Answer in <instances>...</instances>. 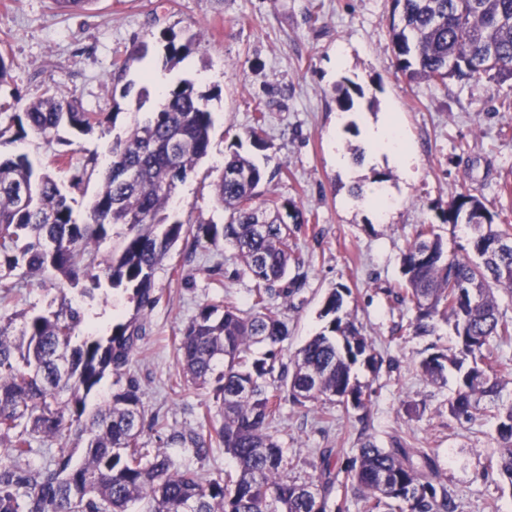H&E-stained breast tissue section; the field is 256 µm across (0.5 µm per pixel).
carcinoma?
<instances>
[{
    "mask_svg": "<svg viewBox=\"0 0 512 512\" xmlns=\"http://www.w3.org/2000/svg\"><path fill=\"white\" fill-rule=\"evenodd\" d=\"M388 30L396 70L411 82H512V0H389ZM201 38L197 32L178 46L175 36H165L169 57L187 55ZM356 95L363 91L355 84L341 88L339 110L352 111ZM118 110L87 112L75 96L48 89L0 127V140L14 143L32 133L50 144L61 127L90 133L117 119ZM265 123L260 111L246 131L260 150L268 148ZM212 128L208 98L192 82L166 92L116 138L83 223L74 217L66 186L89 179L95 158L75 163L57 155L70 172L67 185L25 153L0 158V297L20 280L50 271L72 285L89 281L84 295L105 282L127 293L142 313L157 303L155 269L179 240L190 235L196 246L233 244L243 273L255 281L252 311L228 299L206 304L177 345L184 381L212 388L221 421L212 420L207 406V434L173 433L170 441L191 444L199 458L215 444L224 447L235 460V477L204 483L196 469L147 447L140 385L126 375L142 324L133 317L114 323L105 336L77 342L84 312L64 297L58 310L24 316L19 324L0 315V448L13 460L0 462V512H345L343 502L329 504L337 480L333 451L320 454L317 477L290 478L275 426L287 396L297 404L350 405L365 421L372 391L353 380L352 367L362 360L375 372L382 360L344 311L349 289L340 285L325 298L323 330L290 364L277 362L278 346L288 337V298L305 284L307 260L289 241L309 223L293 199L271 197L281 168L269 172L235 151L224 158L213 188L215 202L228 212L225 224L169 220L165 211L178 185L209 154ZM440 218L466 225L475 258L448 253L434 225H417L393 300L412 305L415 336L433 334L440 322L452 325L457 345L423 359L420 371L431 382L443 380L448 366L457 371L448 413L468 422L505 387L497 345L512 341V318L500 311L497 293H512V233L498 228L494 214L470 193L453 197ZM115 224L126 227L121 246L103 254L101 243ZM259 344L268 347L261 358L254 351ZM107 375L118 388L86 414L88 395ZM496 418L499 475L512 485V404L497 408ZM35 436L72 448L32 473L20 462ZM344 473V484L361 494L364 512H454L446 486L436 481L434 457L403 437L389 448L365 437Z\"/></svg>",
    "mask_w": 512,
    "mask_h": 512,
    "instance_id": "1",
    "label": "carcinoma"
}]
</instances>
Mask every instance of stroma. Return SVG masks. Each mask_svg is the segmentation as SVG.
<instances>
[{"mask_svg":"<svg viewBox=\"0 0 512 512\" xmlns=\"http://www.w3.org/2000/svg\"><path fill=\"white\" fill-rule=\"evenodd\" d=\"M388 7L387 0H89L83 9L69 11L54 0H0V55L12 62L0 84V124L9 123L17 100L34 99L47 89L75 95L89 112L121 106L106 130L78 137L64 129L58 143L31 137L0 144V154L23 150L34 163H44L60 151L61 141L71 140L77 160L106 161L113 140L131 124L137 102L150 109L159 101L160 90L147 71L169 74L175 84L187 79L209 94L214 128L208 156L178 186L168 214L188 225L221 224L226 215L211 187L216 168L234 150L235 135L244 134L254 113L264 110L269 147L255 157L268 169L282 168L270 186L272 195L294 199L309 219L291 240L307 259L306 281L288 303L289 335L279 357L289 362L322 330L323 300L343 285L350 290L348 311L384 358L378 372L360 365L353 370L373 391L368 428L360 427L359 412L352 408L283 400L276 437L289 476H315L326 448L348 462L361 434L383 448L407 435L415 447L435 454L439 480L456 512H512V485L497 471L493 411L456 421L448 413L455 372L438 383L418 373L423 358L454 345L448 325L438 324L430 336L412 335L413 310L390 304L387 297L399 287L401 257L418 224H435L449 250L466 244L465 226L439 217L456 194L478 196L496 224L512 230V196L500 192L503 184L512 185V88L486 81H452L445 87L409 82L395 70ZM200 30L205 37L188 56L167 62L164 34L181 41ZM142 44L148 52L141 57L134 50ZM120 62L127 68L119 78ZM345 78L361 85L364 96L340 124L335 87ZM388 112L397 115L418 158L414 178L389 159L364 161L363 123ZM338 149L349 154L352 168L336 166ZM378 172L387 173L381 188L395 205L386 220L353 196L356 186L371 187ZM216 265L217 277L209 273ZM253 286L233 245L193 248L179 242L155 271L158 301L141 319L143 338L128 368L140 384L149 447L176 464H193L206 482L234 475L236 467L222 447L198 459L169 439L174 431L206 433L202 414L214 403L210 389L181 379L177 343L205 304L228 298L250 310ZM64 295L81 304L102 334L135 312L134 302L112 289L84 296L51 276L33 275L0 301V314L55 311ZM327 411L332 420L324 419Z\"/></svg>","mask_w":512,"mask_h":512,"instance_id":"1","label":"stroma"}]
</instances>
